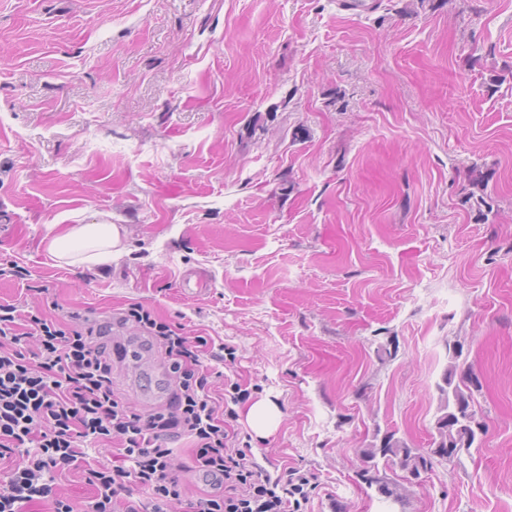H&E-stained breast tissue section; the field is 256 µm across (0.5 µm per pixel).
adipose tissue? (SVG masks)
Returning a JSON list of instances; mask_svg holds the SVG:
<instances>
[{
	"mask_svg": "<svg viewBox=\"0 0 512 512\" xmlns=\"http://www.w3.org/2000/svg\"><path fill=\"white\" fill-rule=\"evenodd\" d=\"M46 252L56 263L94 267L117 260L125 251L116 224H60L46 240Z\"/></svg>",
	"mask_w": 512,
	"mask_h": 512,
	"instance_id": "adipose-tissue-1",
	"label": "adipose tissue"
}]
</instances>
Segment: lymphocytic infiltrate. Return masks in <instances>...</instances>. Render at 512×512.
<instances>
[{
	"label": "lymphocytic infiltrate",
	"instance_id": "obj_1",
	"mask_svg": "<svg viewBox=\"0 0 512 512\" xmlns=\"http://www.w3.org/2000/svg\"><path fill=\"white\" fill-rule=\"evenodd\" d=\"M131 322L176 377L165 404L145 411L119 400L112 385L106 340L113 325ZM207 346L139 303L114 322L0 304V461L21 458L0 475V512H28L36 502L47 512H174L197 475L207 488L190 512H308L311 474L290 467L271 475L241 444L234 409L211 389ZM185 437L190 458L174 463L173 445ZM104 443L115 444L119 464L89 461L90 445ZM71 469L93 490L82 508L54 488L56 475Z\"/></svg>",
	"mask_w": 512,
	"mask_h": 512
}]
</instances>
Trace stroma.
Masks as SVG:
<instances>
[{
	"mask_svg": "<svg viewBox=\"0 0 512 512\" xmlns=\"http://www.w3.org/2000/svg\"><path fill=\"white\" fill-rule=\"evenodd\" d=\"M0 0V303H140L233 349L211 384L309 512H512V0ZM126 229L112 265H60L51 224ZM208 286L187 292L184 275ZM487 432L420 480L448 347ZM153 358L113 385L158 405ZM266 398L279 419L246 420ZM246 419L254 431L265 433L277 421L278 408L271 401L258 400L247 409Z\"/></svg>",
	"mask_w": 512,
	"mask_h": 512,
	"instance_id": "obj_1",
	"label": "stroma"
}]
</instances>
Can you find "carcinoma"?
Listing matches in <instances>:
<instances>
[{"label":"carcinoma","mask_w":512,"mask_h":512,"mask_svg":"<svg viewBox=\"0 0 512 512\" xmlns=\"http://www.w3.org/2000/svg\"><path fill=\"white\" fill-rule=\"evenodd\" d=\"M457 366H452L443 376L437 388L445 399L444 413L438 418L436 434L432 438V449L425 452L418 448H409L394 434L386 435L380 447L371 449L366 463L371 464L380 456L386 461L398 465L411 478L418 479L421 474L432 469V456L451 452L459 455L473 447L477 435L485 432L486 427L476 417L471 392L464 391L454 384Z\"/></svg>","instance_id":"cac0c4a2"}]
</instances>
